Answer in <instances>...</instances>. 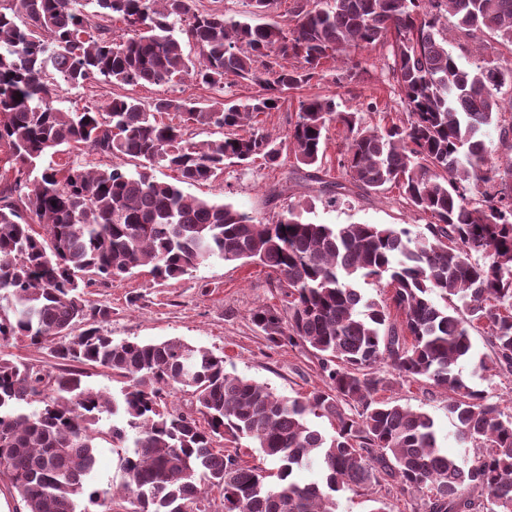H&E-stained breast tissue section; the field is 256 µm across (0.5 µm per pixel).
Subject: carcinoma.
<instances>
[{"instance_id":"carcinoma-1","label":"carcinoma","mask_w":512,"mask_h":512,"mask_svg":"<svg viewBox=\"0 0 512 512\" xmlns=\"http://www.w3.org/2000/svg\"><path fill=\"white\" fill-rule=\"evenodd\" d=\"M193 3L0 0V473L26 512H77L84 494L100 512H113L117 497L130 512H338V493L357 489L372 496L370 512H392L391 496L424 490L426 512H512V415L459 371L474 357L471 331L483 327L490 353L478 369L512 373V115L502 97L512 68L484 57L464 69L442 24L455 19L463 54L485 52L487 33L512 46V0H297L282 25ZM88 5L100 18L94 27ZM116 20L131 32L124 41L110 36ZM183 34L198 57L185 53ZM384 49L407 120L370 128L333 96L305 98L288 146L300 179L316 185L325 205L352 187L376 194L394 186L434 219L425 232L317 224L294 207L262 221L184 192L229 165L276 163L280 144L254 119L324 77L327 61H341L351 81L367 72L358 53ZM289 59L295 65L283 64ZM230 76L260 93L206 107L120 95L101 112L62 107L58 83L160 86L188 77L222 93ZM168 112L182 124L163 122ZM335 122L348 132L340 181L327 179L325 165ZM491 123L509 155L498 165L482 139ZM189 126L216 127L221 137L197 144L186 138ZM85 148L117 162L38 169L49 152ZM127 157L140 170H126ZM156 166L177 172V182L154 178ZM211 258L276 274L283 308L258 307L252 321L274 345L308 348L324 387L280 396L226 372L224 357L206 347L116 342L102 326L110 311L86 305L84 289L97 282L144 266L175 279ZM363 283L388 294L366 300ZM47 342L62 365L55 374L3 352ZM382 364L397 381L448 393V415L471 458L442 449L429 413L379 397L395 381ZM88 366L109 370L120 395L88 387ZM177 392L195 412L167 405ZM33 398L41 410H19ZM350 403L357 414L344 410ZM104 413L116 417L109 426L100 424ZM313 416L327 418L333 433ZM227 437L255 442L276 472L214 447ZM100 441L123 449L118 494L88 490ZM315 460L322 481L299 482L296 471ZM214 490L218 502L209 498Z\"/></svg>"}]
</instances>
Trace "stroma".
<instances>
[{
  "label": "stroma",
  "instance_id": "35a3bbf8",
  "mask_svg": "<svg viewBox=\"0 0 512 512\" xmlns=\"http://www.w3.org/2000/svg\"><path fill=\"white\" fill-rule=\"evenodd\" d=\"M370 72L360 83H337L332 77L311 81L293 91L280 110L260 115V126L276 138L288 141L298 102L315 95L335 96L343 111L362 112L365 124L378 123L376 114L367 113L368 102H377L394 119H405L400 102L389 85L388 51L362 53ZM133 95L150 102L164 97H181L205 105L217 93L195 80L188 79L173 86H137L112 84L106 81L85 88H62L63 107L93 106L105 109L113 96ZM295 159L284 150L278 163L270 165L256 160L246 167L227 168L215 181L191 187L193 195L233 203L258 219H268L283 208L299 205L307 208L309 220L319 224H394L410 233L422 231L430 223V215L410 209L397 190L366 195L353 191L336 206L328 207L315 199L311 187L292 179ZM279 196H272V189ZM273 274L259 264L227 263L211 259L189 274L165 282L154 280L148 268H139L124 279L96 284L85 290L89 305L109 309L104 328L114 340H135L152 343L180 339L203 346L222 355L227 372L251 378L267 385L281 396H297L322 387L317 359L306 349L270 344L253 324L256 307H280L281 297L270 281ZM476 389L489 402L512 414V375L476 371L473 363L459 366ZM392 398L413 409L428 412L434 419L443 447L451 454L461 448L448 417L447 397L425 383H407L391 393Z\"/></svg>",
  "mask_w": 512,
  "mask_h": 512
}]
</instances>
